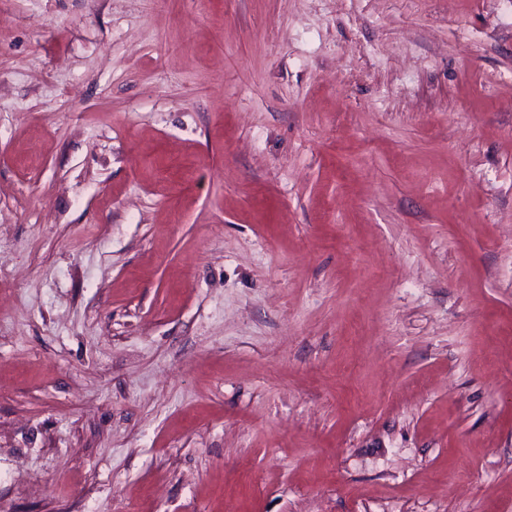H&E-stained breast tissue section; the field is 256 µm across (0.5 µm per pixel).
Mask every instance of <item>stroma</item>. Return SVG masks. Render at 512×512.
Wrapping results in <instances>:
<instances>
[{
  "label": "stroma",
  "instance_id": "stroma-1",
  "mask_svg": "<svg viewBox=\"0 0 512 512\" xmlns=\"http://www.w3.org/2000/svg\"><path fill=\"white\" fill-rule=\"evenodd\" d=\"M0 512H512V0H0Z\"/></svg>",
  "mask_w": 512,
  "mask_h": 512
}]
</instances>
